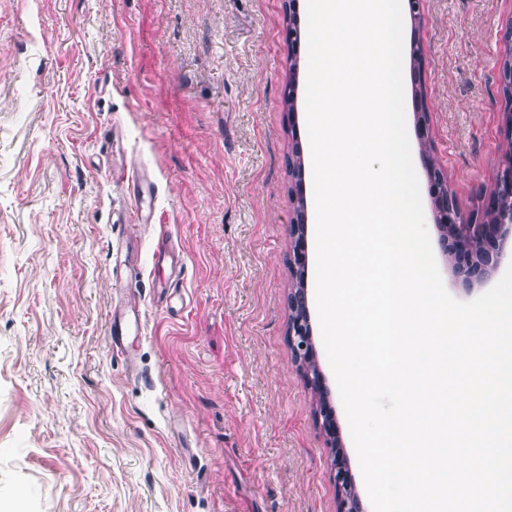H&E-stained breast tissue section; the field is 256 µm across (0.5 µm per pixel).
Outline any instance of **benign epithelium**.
Instances as JSON below:
<instances>
[{"mask_svg": "<svg viewBox=\"0 0 512 512\" xmlns=\"http://www.w3.org/2000/svg\"><path fill=\"white\" fill-rule=\"evenodd\" d=\"M503 46L499 68V86L509 89L505 96L508 109L501 115L499 138L501 144L512 143V20L502 31ZM414 65L417 73L415 96L418 112L421 152L431 186L433 222L441 233L443 256L454 275L472 286L499 267L512 248V151H500L497 173L492 189L481 199V205L472 213L461 210L447 171L439 163L433 147L429 113L426 105L423 68L425 63L421 44L414 47ZM295 182V217L289 225L292 239V279L305 274L306 254V199L303 196L304 176H293ZM288 338L295 363L305 385L312 389L322 387L323 375L319 367H312L314 344L307 294L304 288H292L288 294ZM315 423L333 449L332 468L336 482V512H361L359 500L349 476V470L336 433L334 411L326 396L316 403Z\"/></svg>", "mask_w": 512, "mask_h": 512, "instance_id": "1", "label": "benign epithelium"}]
</instances>
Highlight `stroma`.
Wrapping results in <instances>:
<instances>
[{
    "label": "stroma",
    "mask_w": 512,
    "mask_h": 512,
    "mask_svg": "<svg viewBox=\"0 0 512 512\" xmlns=\"http://www.w3.org/2000/svg\"><path fill=\"white\" fill-rule=\"evenodd\" d=\"M403 19L436 154L463 212L493 182L512 0H422ZM285 0H0V512H336L331 455L288 345L294 204L310 156L308 49ZM296 72H289V65ZM147 170L160 224L122 223ZM182 256L159 289V235ZM145 333L113 351L112 316ZM317 363L373 512L321 333Z\"/></svg>",
    "instance_id": "1"
}]
</instances>
